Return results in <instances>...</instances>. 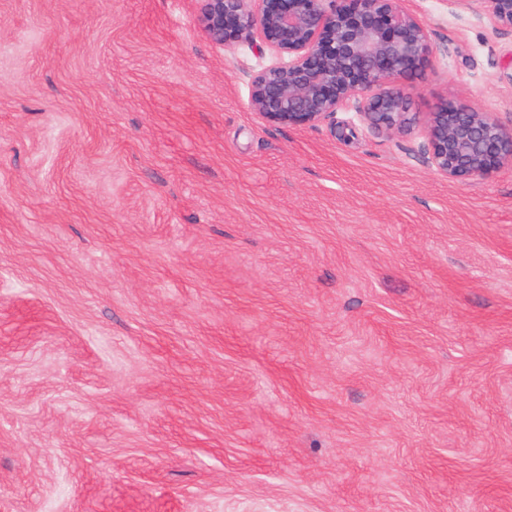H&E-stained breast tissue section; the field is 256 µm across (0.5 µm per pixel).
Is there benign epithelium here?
Masks as SVG:
<instances>
[{"mask_svg": "<svg viewBox=\"0 0 512 512\" xmlns=\"http://www.w3.org/2000/svg\"><path fill=\"white\" fill-rule=\"evenodd\" d=\"M209 39L259 46L277 61L249 74V105L269 125L314 127L351 100L360 120L388 135L418 124L402 82L432 53L431 33L403 0H200ZM489 8L512 30V0H460ZM427 165L450 180H484L512 168V124L444 101L423 122Z\"/></svg>", "mask_w": 512, "mask_h": 512, "instance_id": "7a95c632", "label": "benign epithelium"}]
</instances>
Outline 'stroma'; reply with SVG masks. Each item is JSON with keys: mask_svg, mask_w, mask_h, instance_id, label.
I'll return each mask as SVG.
<instances>
[{"mask_svg": "<svg viewBox=\"0 0 512 512\" xmlns=\"http://www.w3.org/2000/svg\"><path fill=\"white\" fill-rule=\"evenodd\" d=\"M410 109L512 122V32L405 0ZM198 0H0V512H512V169L452 181Z\"/></svg>", "mask_w": 512, "mask_h": 512, "instance_id": "1", "label": "stroma"}]
</instances>
